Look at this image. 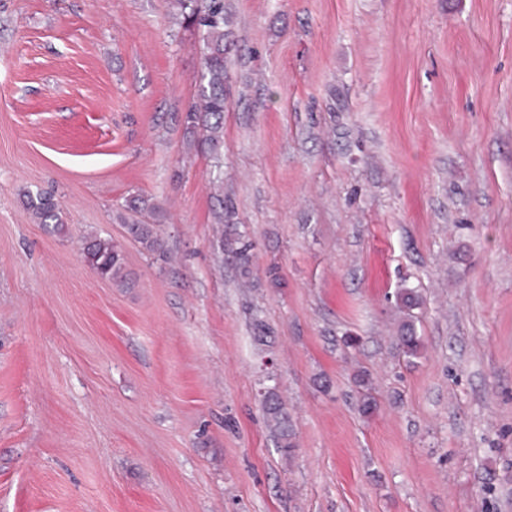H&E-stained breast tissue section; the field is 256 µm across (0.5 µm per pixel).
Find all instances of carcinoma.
<instances>
[{
    "instance_id": "obj_1",
    "label": "carcinoma",
    "mask_w": 512,
    "mask_h": 512,
    "mask_svg": "<svg viewBox=\"0 0 512 512\" xmlns=\"http://www.w3.org/2000/svg\"><path fill=\"white\" fill-rule=\"evenodd\" d=\"M175 7L183 19L191 22L200 32L202 69L195 100L184 113L185 134L193 145L211 154H218L224 142V112L227 105L224 98V83L228 77V20L224 0H174ZM25 205L33 218L40 224L62 225L59 203L48 192H29ZM125 237L139 244L146 252L166 257V249L158 224L123 225ZM85 263L98 276L112 280L121 288L133 284L128 270L122 244L110 237L93 235L85 238L82 249ZM398 346L407 357L420 353L421 339L414 327L405 322L400 327ZM263 410L267 422L278 432L281 447L291 448L292 433L286 425L287 417L275 393L264 398Z\"/></svg>"
}]
</instances>
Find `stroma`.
I'll return each mask as SVG.
<instances>
[{
	"label": "stroma",
	"instance_id": "obj_1",
	"mask_svg": "<svg viewBox=\"0 0 512 512\" xmlns=\"http://www.w3.org/2000/svg\"><path fill=\"white\" fill-rule=\"evenodd\" d=\"M172 4L0 0V512H512V0H226L218 164ZM25 205L33 218L40 224H55L62 227L59 203L52 193H27ZM125 237L139 244L147 253L166 257V249L160 233V224H123ZM82 254L85 263L101 278L110 279L121 288H130L133 284L122 244L112 237L93 235L85 238ZM398 346L401 353L407 357H414L420 353L422 346L420 336L416 335L414 327L409 322L403 323L400 327ZM263 410L269 425L278 432L281 447L293 448L294 445L291 441L292 433L286 425L287 417L284 408L274 392H268L264 398Z\"/></svg>",
	"mask_w": 512,
	"mask_h": 512
}]
</instances>
